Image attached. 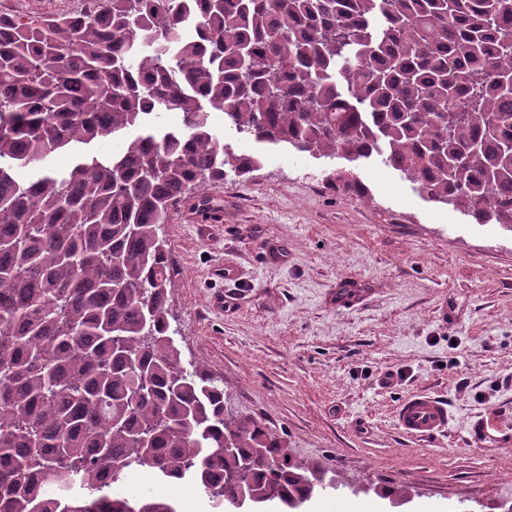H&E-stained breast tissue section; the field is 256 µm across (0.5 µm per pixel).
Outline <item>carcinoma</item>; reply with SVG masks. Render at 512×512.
<instances>
[{"instance_id": "1", "label": "carcinoma", "mask_w": 512, "mask_h": 512, "mask_svg": "<svg viewBox=\"0 0 512 512\" xmlns=\"http://www.w3.org/2000/svg\"><path fill=\"white\" fill-rule=\"evenodd\" d=\"M91 2L92 18L0 16V512H176L112 493L136 466L214 509L299 512L319 468L183 366L161 227L192 186L261 166L212 133L214 109L256 143L380 157L512 229V0ZM161 111L182 126H150ZM133 130L119 158L47 164Z\"/></svg>"}]
</instances>
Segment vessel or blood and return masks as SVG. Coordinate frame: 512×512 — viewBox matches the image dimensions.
<instances>
[{"label": "vessel or blood", "instance_id": "b4317fda", "mask_svg": "<svg viewBox=\"0 0 512 512\" xmlns=\"http://www.w3.org/2000/svg\"><path fill=\"white\" fill-rule=\"evenodd\" d=\"M394 420L405 436L425 440L445 433L451 416L445 400L429 393H418L399 402Z\"/></svg>", "mask_w": 512, "mask_h": 512}]
</instances>
